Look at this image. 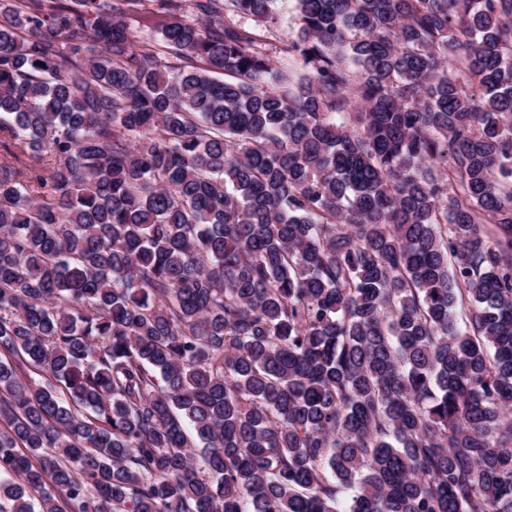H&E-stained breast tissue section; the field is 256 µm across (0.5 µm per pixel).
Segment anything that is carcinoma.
<instances>
[{"mask_svg": "<svg viewBox=\"0 0 512 512\" xmlns=\"http://www.w3.org/2000/svg\"><path fill=\"white\" fill-rule=\"evenodd\" d=\"M279 2L0 0L7 512H512V0Z\"/></svg>", "mask_w": 512, "mask_h": 512, "instance_id": "cac0c4a2", "label": "carcinoma"}]
</instances>
